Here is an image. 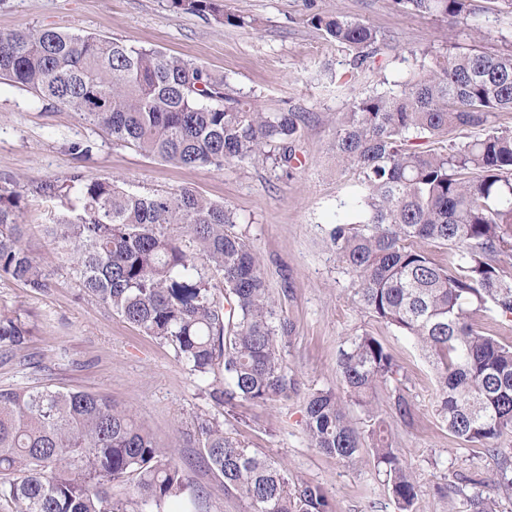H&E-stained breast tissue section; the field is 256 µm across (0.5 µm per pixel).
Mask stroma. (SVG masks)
Returning a JSON list of instances; mask_svg holds the SVG:
<instances>
[{
	"mask_svg": "<svg viewBox=\"0 0 512 512\" xmlns=\"http://www.w3.org/2000/svg\"><path fill=\"white\" fill-rule=\"evenodd\" d=\"M224 2L257 18V27L177 13L168 0H0V31L50 26L175 54L223 75L231 95L254 97L268 112L305 116L292 176L254 163L220 170L177 166L116 143L77 113L0 80V188L21 194L25 244L48 275L40 292L0 277V312L19 315L32 330L26 350L0 364V388L49 383L112 397L191 474L201 492L197 512H247L202 458L196 430L213 419L249 450L274 457L290 478L323 485L336 512H397L386 475L371 455L340 461L311 447L303 430L308 394L340 388L338 350L367 332L399 365L411 406L410 420L402 421L392 416V390L375 396L417 479L413 512H466V495L477 491L494 498L498 512H512L506 484L512 437L488 449L449 433L435 413L434 370L410 339L354 303L352 280L326 244L331 224L361 219L359 171L338 165L330 149L337 118L356 97L404 81L416 51L446 47L447 23L404 14L393 0ZM479 3L483 11L475 21L482 34L460 36V43L481 52H512V22L497 13L501 0ZM311 10L369 23L385 34L390 51L350 75L347 51L307 23ZM76 172L118 179L143 195L190 187L228 208L235 231L257 252L278 308L294 325L281 356L296 391L264 406L216 404L210 392L221 387L222 376L200 380L168 344L85 293L64 252L43 234L60 210L43 185L68 183Z\"/></svg>",
	"mask_w": 512,
	"mask_h": 512,
	"instance_id": "stroma-1",
	"label": "stroma"
}]
</instances>
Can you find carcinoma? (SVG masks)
I'll return each mask as SVG.
<instances>
[{
    "label": "carcinoma",
    "instance_id": "cac0c4a2",
    "mask_svg": "<svg viewBox=\"0 0 512 512\" xmlns=\"http://www.w3.org/2000/svg\"><path fill=\"white\" fill-rule=\"evenodd\" d=\"M475 0H395L405 13L439 17L452 31L475 14ZM185 13L233 26L257 25L223 0H169ZM307 23L349 51L350 74L375 62L383 35L339 13L312 12ZM0 76L58 103L142 154L180 166L261 161L290 174L303 116L266 112L226 92L224 77L181 56L54 27L0 32ZM512 112V52L487 54L448 44L424 51L398 91L354 100L336 124V161L362 175L361 225L333 224L330 248L352 276L353 301L411 338L436 372V412L456 438L493 448L512 435V346L474 324L494 308L512 319V128L488 126ZM485 128L458 147L417 152L407 135L440 139L448 130ZM43 192L76 203L53 218L48 234L66 248L83 290L149 336L170 345L202 380L224 374L219 402L266 405L296 390L281 350L293 324L278 314L257 254L230 231L233 214L182 188L140 195L118 181L83 173ZM21 195L0 190V276L33 292L47 274L24 244ZM448 247V264L422 248ZM221 276L218 293L211 275ZM30 329L0 314V363L27 348ZM343 391L307 398L303 429L312 447L343 461L363 440L385 472L398 512H412L414 475L396 453L390 425L373 405L396 380L390 351L364 333L338 351ZM361 407L367 437L346 407ZM199 447L224 489L249 512H336L325 487L288 478L268 455L250 452L208 421ZM129 496L112 499V483ZM15 512H162L172 498L183 512L199 499L191 475L112 398L40 384L0 389V499ZM470 512H497L477 494Z\"/></svg>",
    "mask_w": 512,
    "mask_h": 512
}]
</instances>
